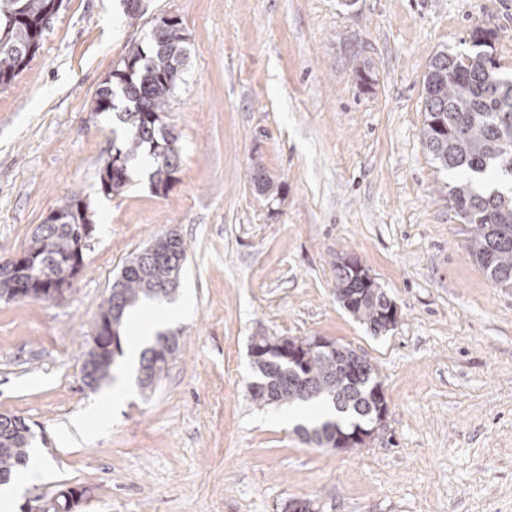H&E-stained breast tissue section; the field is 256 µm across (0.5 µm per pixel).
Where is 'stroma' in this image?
Here are the masks:
<instances>
[{
	"mask_svg": "<svg viewBox=\"0 0 512 512\" xmlns=\"http://www.w3.org/2000/svg\"><path fill=\"white\" fill-rule=\"evenodd\" d=\"M63 0L34 58L0 89V261L77 192L94 225L83 266L55 301H0V413L34 435L47 477L24 500L70 487L74 512H512V288L467 254L457 173L424 148L423 84L439 52L469 54L497 30L512 73V0ZM178 17L188 59L166 114L180 163L155 191L149 161L122 194L100 173L123 138L96 92L155 18ZM368 68L369 83L358 71ZM274 193H259L255 169ZM185 242L171 325L184 346L157 386L119 362L114 406L82 380L93 324L126 263L168 231ZM351 254L398 308L375 336L336 298ZM323 336L378 370L385 440L343 451L302 442L255 406L249 345ZM106 425L64 429L88 409Z\"/></svg>",
	"mask_w": 512,
	"mask_h": 512,
	"instance_id": "stroma-1",
	"label": "stroma"
}]
</instances>
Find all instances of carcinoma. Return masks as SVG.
<instances>
[{"instance_id":"carcinoma-1","label":"carcinoma","mask_w":512,"mask_h":512,"mask_svg":"<svg viewBox=\"0 0 512 512\" xmlns=\"http://www.w3.org/2000/svg\"><path fill=\"white\" fill-rule=\"evenodd\" d=\"M63 0H0V88L11 85L36 53L47 29L46 16L54 2ZM186 35L176 23L154 27L145 43L130 46L123 62L105 79L96 97V111L116 114L128 129L126 141L113 148L115 155L129 163L141 151H148L156 183L169 179L178 164V137L162 123V115L176 86L182 80L186 60ZM474 52L460 57L444 51L430 63L424 81L425 112H437L448 125L439 132L430 122L421 130L426 149L444 168L463 172L466 179L448 185L451 207L464 223L473 226L466 250L486 276L502 288H512V191L504 193L479 179L489 171L512 175V78L505 77L484 52L472 43ZM129 181L127 168L107 161L100 174V187L107 195L122 193ZM56 212L65 222L49 227L40 224L28 240L23 254L37 262L44 283L61 284L76 274L70 262L75 229L90 224L87 205L72 194ZM154 251L136 254L112 283L100 315L110 327L101 350L84 353L82 375L85 385L99 389L113 380L115 355H124L123 343L129 325L126 312L144 299L166 300L175 292L187 259L182 239L173 243L153 239ZM27 267H0V299H16L22 282L30 279ZM336 294L344 307L364 320L369 330L385 332L384 312L390 305L386 294L351 277L336 265ZM116 348H111L112 342ZM182 351L180 337L159 336L146 348L140 361L138 382L144 389L154 385V365L175 358ZM253 381L248 385L256 405L294 403L314 399L330 401L338 417L301 427L298 433L307 443L326 447L344 431H356L386 410L387 401L377 399L373 390L381 385L376 369L353 350L337 346L330 353L305 352L295 369L275 354L261 352L251 360ZM31 430L24 419L0 415V483L18 473L28 461Z\"/></svg>"}]
</instances>
